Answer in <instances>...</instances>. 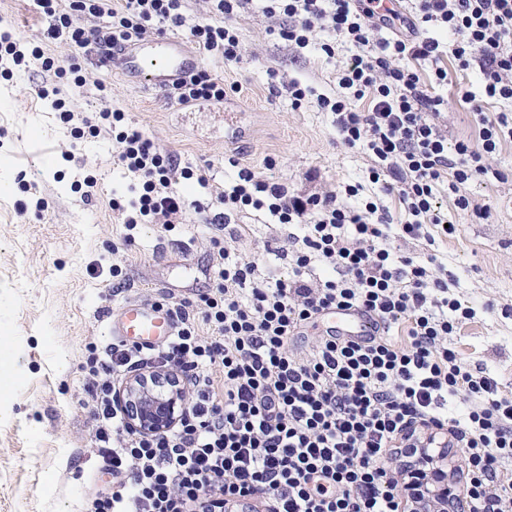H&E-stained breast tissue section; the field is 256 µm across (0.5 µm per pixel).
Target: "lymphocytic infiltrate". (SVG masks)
<instances>
[{
    "mask_svg": "<svg viewBox=\"0 0 512 512\" xmlns=\"http://www.w3.org/2000/svg\"><path fill=\"white\" fill-rule=\"evenodd\" d=\"M184 0H37L49 20L45 36L104 55L157 27L188 28L200 53L240 59L230 24L250 0H210L213 16L188 22ZM265 14L289 24L279 37L305 47L315 30L355 46L338 77L339 90L317 103L332 112L342 144L373 159V180L397 192L407 218L402 237L434 245L433 228L446 221L440 190L468 210L464 188L505 175L489 158L512 140V116L476 110L478 137L449 144L438 125L445 101L428 86L448 82L441 66L451 55L458 71L479 69L486 99L512 101V0H411L407 14L378 12L374 0H264ZM98 19L85 27L86 17ZM454 34L452 45L428 36ZM83 87L82 66H61L26 39L0 34V76L28 60ZM430 62L431 81L417 64ZM224 80L197 70L177 80L170 95L181 105L223 102ZM111 106L88 133L113 134L115 156L138 187L125 209L127 229L182 218L187 203L172 187L176 175L208 187L205 175L177 170L141 131L126 126ZM357 187L300 195L247 168L217 194L223 212L250 207L280 224L303 225L291 255V278L262 276L256 263L231 248L217 250L213 286L197 297L170 302L177 331L159 348L115 342L94 357L87 390L96 403L95 439L112 468L110 489L96 492L86 512H218L221 503L265 496L267 512H410L399 493L409 479L389 465L393 453L444 435L466 468L469 512H512V397L467 365L448 346L472 310L448 295L443 265H421L389 243L390 218L372 202L348 205ZM354 309L375 318L379 336L359 344L328 336L302 354L288 350L299 329L328 309ZM212 328L197 332L198 322ZM402 326L401 340L390 334ZM175 366L192 387L187 410L171 431L142 435L127 429L112 397L120 372ZM464 400L456 417L444 408Z\"/></svg>",
    "mask_w": 512,
    "mask_h": 512,
    "instance_id": "f902f5d3",
    "label": "lymphocytic infiltrate"
}]
</instances>
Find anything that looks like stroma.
<instances>
[{
    "instance_id": "35a3bbf8",
    "label": "stroma",
    "mask_w": 512,
    "mask_h": 512,
    "mask_svg": "<svg viewBox=\"0 0 512 512\" xmlns=\"http://www.w3.org/2000/svg\"><path fill=\"white\" fill-rule=\"evenodd\" d=\"M282 17L260 6L239 10L232 20L241 59L226 63L208 56L201 66L231 86L223 103L184 107L165 91H148L108 74L95 48L76 52L44 39L48 22L35 0H0V30L14 29L39 40L46 55L66 62L80 55L86 83L69 81L32 63L0 77V512H82L89 492L107 488L112 476L94 443V407L85 392L84 366L90 347L113 341L103 327L108 312L129 301L146 304L195 298L212 286L214 240L234 232L231 247L258 261L264 274L285 279L288 251L298 225L276 223L269 214L245 208L228 225L208 224L198 206L221 209L217 189L238 180L239 167L286 185L292 192H343L359 186L351 200L372 201L387 211L391 244L415 262L437 257L448 269L449 296L465 301L472 317L448 340L471 367L497 381L512 396V141L503 142L490 163L508 181L475 179L464 193L470 210L441 197V213L458 231L434 245L404 239L397 227L405 211L397 193L372 182V160L337 139L331 113L317 95L338 88V73L352 49L337 41L334 57L315 32L307 47L281 41ZM448 83L435 92L447 100L439 123L449 143L475 138L478 126L463 90L481 93L479 70L458 72L444 59ZM110 88L113 107L181 165L206 174L210 188L177 179L189 203L181 223L141 224L127 232L113 195L128 196L130 179L113 160L112 138L75 139L40 87L62 86L72 109L97 121V82ZM311 89L301 105L288 93L291 82ZM236 113L234 125L225 113ZM98 181L85 198L86 177ZM481 208L484 218L473 215Z\"/></svg>"
}]
</instances>
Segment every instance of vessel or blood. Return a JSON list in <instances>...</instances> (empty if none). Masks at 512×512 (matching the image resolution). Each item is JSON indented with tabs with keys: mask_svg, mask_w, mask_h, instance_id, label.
<instances>
[{
	"mask_svg": "<svg viewBox=\"0 0 512 512\" xmlns=\"http://www.w3.org/2000/svg\"><path fill=\"white\" fill-rule=\"evenodd\" d=\"M121 74L146 88L164 90L199 64L197 55L185 50L174 35H148L125 46L119 53ZM336 333L344 338L368 340L377 335L373 319L356 311H334ZM108 334L128 343L158 346L175 333V322L166 307L127 302L117 316L107 317Z\"/></svg>",
	"mask_w": 512,
	"mask_h": 512,
	"instance_id": "1",
	"label": "vessel or blood"
}]
</instances>
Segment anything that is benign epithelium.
<instances>
[{"instance_id":"benign-epithelium-1","label":"benign epithelium","mask_w":512,"mask_h":512,"mask_svg":"<svg viewBox=\"0 0 512 512\" xmlns=\"http://www.w3.org/2000/svg\"><path fill=\"white\" fill-rule=\"evenodd\" d=\"M188 379L176 369L129 376L115 395L125 411L128 428L143 434L173 429L187 408ZM448 449L424 451L419 479L406 483L410 500L420 512H466V501L448 483Z\"/></svg>"}]
</instances>
